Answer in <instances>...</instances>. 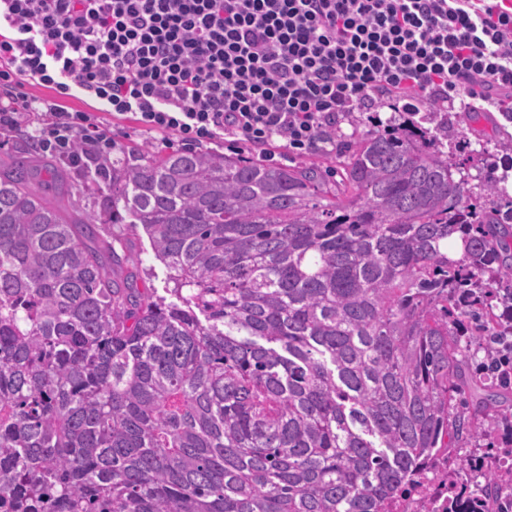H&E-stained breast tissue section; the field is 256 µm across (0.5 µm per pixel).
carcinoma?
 Wrapping results in <instances>:
<instances>
[{"label":"carcinoma","mask_w":512,"mask_h":512,"mask_svg":"<svg viewBox=\"0 0 512 512\" xmlns=\"http://www.w3.org/2000/svg\"><path fill=\"white\" fill-rule=\"evenodd\" d=\"M334 159L122 146L104 214L75 218L34 189L66 164L15 137L0 161V506L381 512L433 456L512 419L498 383L465 371L478 346L490 355L484 337L512 335L505 179L454 159L436 107ZM102 224L142 226L168 296L137 288ZM480 474L448 512H512L509 471Z\"/></svg>","instance_id":"obj_1"}]
</instances>
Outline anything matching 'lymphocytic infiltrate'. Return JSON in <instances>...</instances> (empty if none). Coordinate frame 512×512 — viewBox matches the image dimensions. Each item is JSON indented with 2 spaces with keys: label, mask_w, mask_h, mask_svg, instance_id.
<instances>
[{
  "label": "lymphocytic infiltrate",
  "mask_w": 512,
  "mask_h": 512,
  "mask_svg": "<svg viewBox=\"0 0 512 512\" xmlns=\"http://www.w3.org/2000/svg\"><path fill=\"white\" fill-rule=\"evenodd\" d=\"M379 89L406 112L512 96V0H0V134L30 128L101 183L111 118L305 153ZM76 91L97 111H69Z\"/></svg>",
  "instance_id": "obj_1"
}]
</instances>
